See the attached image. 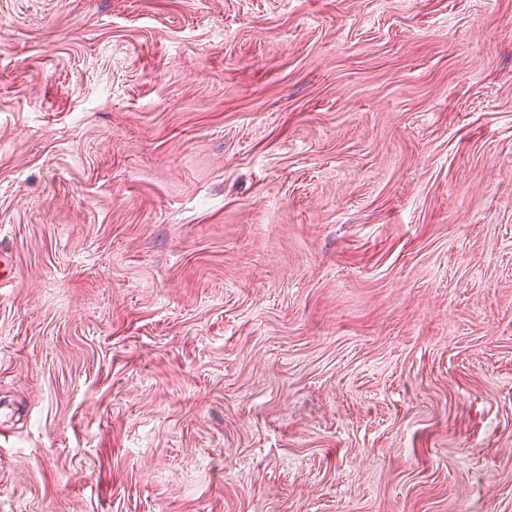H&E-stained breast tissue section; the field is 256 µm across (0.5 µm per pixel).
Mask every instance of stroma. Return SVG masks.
I'll return each mask as SVG.
<instances>
[{
  "mask_svg": "<svg viewBox=\"0 0 512 512\" xmlns=\"http://www.w3.org/2000/svg\"><path fill=\"white\" fill-rule=\"evenodd\" d=\"M0 512H512V0H0Z\"/></svg>",
  "mask_w": 512,
  "mask_h": 512,
  "instance_id": "35a3bbf8",
  "label": "stroma"
}]
</instances>
